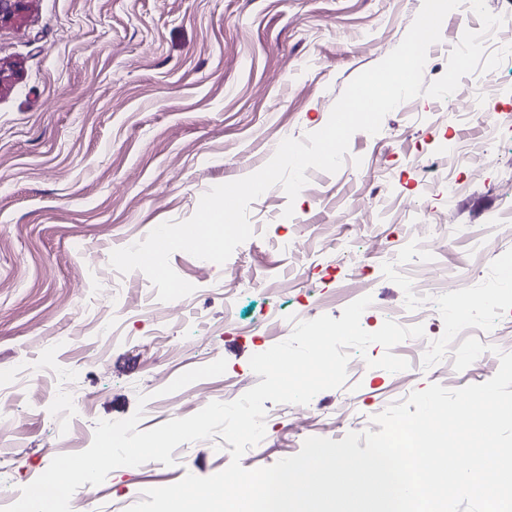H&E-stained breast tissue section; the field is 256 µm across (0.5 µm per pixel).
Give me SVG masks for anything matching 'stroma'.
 Masks as SVG:
<instances>
[{
	"label": "stroma",
	"instance_id": "stroma-1",
	"mask_svg": "<svg viewBox=\"0 0 512 512\" xmlns=\"http://www.w3.org/2000/svg\"><path fill=\"white\" fill-rule=\"evenodd\" d=\"M423 0H28L0 23V375L43 364L56 377L21 390L0 420V495L33 482L60 454L92 443L98 421L139 415L138 430L232 402L259 383L252 355L286 340L299 321L343 309L368 292L361 326L377 331L411 308L413 290L436 269L460 287L437 288L426 336L447 337L450 354L419 357L401 342L408 369L391 373L351 353L343 386L309 404L265 401V436L241 458L268 467L307 438L339 441L373 429L374 416L437 383L449 389L490 380L499 352H512V236L490 230L512 202V55L468 75L483 117L456 96L420 95L388 113L371 135L356 132L342 168L307 169L296 201L273 186L249 208L253 230L226 265L170 257L194 285L181 310L159 318L140 271L119 273L113 250L184 221L211 187L265 166L283 139L320 130L347 85L403 40ZM478 17L451 11L430 47L424 84L445 73L451 50ZM460 142L466 163L442 145ZM450 172L457 195L426 167ZM292 216H284L286 206ZM454 217L418 228L420 211ZM240 278L225 284V268ZM494 288L502 308L477 298ZM129 312L100 334L113 295ZM466 319L456 333V308ZM469 337L489 347L463 371L453 350ZM63 384L82 406L63 415ZM146 404H139V397ZM173 465L119 467L71 512H127L144 490L207 477L230 461L219 436L176 448Z\"/></svg>",
	"mask_w": 512,
	"mask_h": 512
}]
</instances>
